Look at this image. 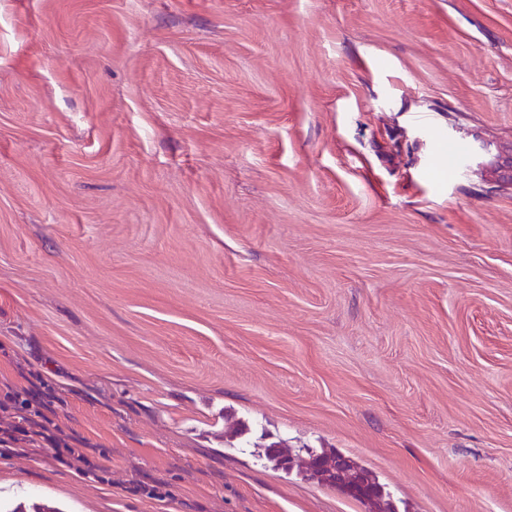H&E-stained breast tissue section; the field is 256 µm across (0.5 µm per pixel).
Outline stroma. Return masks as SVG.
I'll list each match as a JSON object with an SVG mask.
<instances>
[{
    "mask_svg": "<svg viewBox=\"0 0 512 512\" xmlns=\"http://www.w3.org/2000/svg\"><path fill=\"white\" fill-rule=\"evenodd\" d=\"M100 479L0 507L512 512V0H0V394ZM249 427L248 447L224 431ZM307 455L313 460L321 461H324L327 456H344L349 461V467L353 471L352 481L367 489L369 493L362 497L354 495L350 491L349 487V483L351 481L347 484L339 483L336 479V474L327 469L315 471L307 477L299 468H295L297 475H302V478L306 480H317L319 483L337 488L339 491L354 498L355 500L367 504L369 506L368 512H397L392 502L390 492L385 490V486L378 481L373 472L360 465L353 458L324 448H320L319 451L310 450L308 448ZM344 457H336V461H330V464L334 466L336 465V469H341L343 467ZM312 459L300 457L298 459H294L291 464L297 463L303 468L313 469L317 466L313 463Z\"/></svg>",
    "mask_w": 512,
    "mask_h": 512,
    "instance_id": "1",
    "label": "stroma"
}]
</instances>
